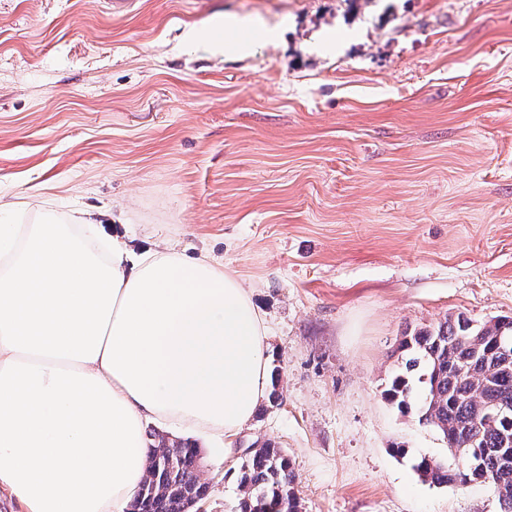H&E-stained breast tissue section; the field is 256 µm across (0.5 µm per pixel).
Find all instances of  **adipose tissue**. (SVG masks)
Listing matches in <instances>:
<instances>
[{
    "label": "adipose tissue",
    "instance_id": "1",
    "mask_svg": "<svg viewBox=\"0 0 512 512\" xmlns=\"http://www.w3.org/2000/svg\"><path fill=\"white\" fill-rule=\"evenodd\" d=\"M269 358L248 289L210 259L0 210V489L25 512H129L145 422L233 435Z\"/></svg>",
    "mask_w": 512,
    "mask_h": 512
}]
</instances>
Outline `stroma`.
<instances>
[{
    "label": "stroma",
    "mask_w": 512,
    "mask_h": 512,
    "mask_svg": "<svg viewBox=\"0 0 512 512\" xmlns=\"http://www.w3.org/2000/svg\"><path fill=\"white\" fill-rule=\"evenodd\" d=\"M218 16L249 50L190 40ZM45 198L250 288L280 400L226 440L169 429L204 512L268 440L302 512H499L418 478L447 444L384 392L402 336L512 319V0H0V208Z\"/></svg>",
    "instance_id": "1"
}]
</instances>
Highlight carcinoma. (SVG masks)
I'll return each instance as SVG.
<instances>
[{"label":"carcinoma","mask_w":512,"mask_h":512,"mask_svg":"<svg viewBox=\"0 0 512 512\" xmlns=\"http://www.w3.org/2000/svg\"><path fill=\"white\" fill-rule=\"evenodd\" d=\"M397 351L408 355L405 372L392 379L386 398L403 412L416 408L419 421L442 435L453 458L478 453L481 472L497 479L501 512H512V455L504 447L512 439V320L474 325L451 314L404 336ZM490 407L502 412L485 422ZM146 440L147 477L131 512H189L208 492L197 475L200 449L154 429ZM414 469L438 486L478 481L469 469L433 458H421ZM236 479L242 495L235 512H302L292 464L275 444L266 442L242 459Z\"/></svg>","instance_id":"1"}]
</instances>
